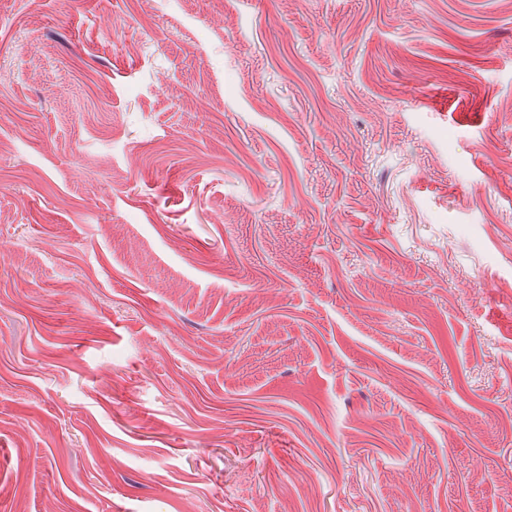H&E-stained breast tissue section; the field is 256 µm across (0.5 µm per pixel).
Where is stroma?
<instances>
[{"label":"stroma","mask_w":512,"mask_h":512,"mask_svg":"<svg viewBox=\"0 0 512 512\" xmlns=\"http://www.w3.org/2000/svg\"><path fill=\"white\" fill-rule=\"evenodd\" d=\"M0 512H512V0H0Z\"/></svg>","instance_id":"1"}]
</instances>
